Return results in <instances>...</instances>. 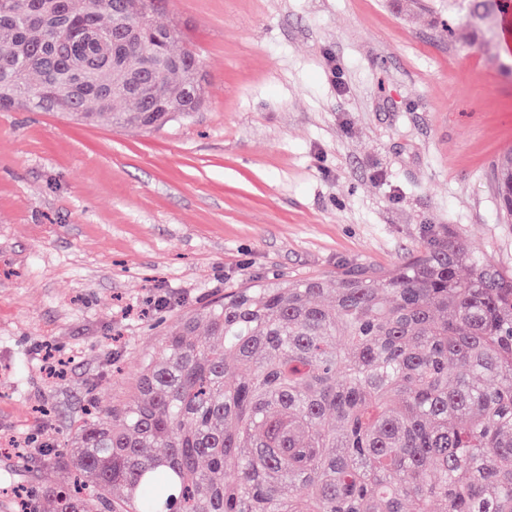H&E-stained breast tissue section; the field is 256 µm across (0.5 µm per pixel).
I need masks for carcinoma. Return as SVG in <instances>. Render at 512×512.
I'll return each mask as SVG.
<instances>
[{
    "mask_svg": "<svg viewBox=\"0 0 512 512\" xmlns=\"http://www.w3.org/2000/svg\"><path fill=\"white\" fill-rule=\"evenodd\" d=\"M157 10L145 0L130 54L180 61ZM36 19L93 67L84 32L122 17L115 0H0V84L71 117ZM181 93L173 73L155 100ZM134 108L119 89L77 119L147 128ZM490 178L509 222L511 151ZM43 452L74 471L41 492L50 512H512V273L440 228L393 269L230 288L142 361L133 398Z\"/></svg>",
    "mask_w": 512,
    "mask_h": 512,
    "instance_id": "obj_1",
    "label": "carcinoma"
}]
</instances>
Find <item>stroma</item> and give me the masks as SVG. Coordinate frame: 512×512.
<instances>
[{
	"mask_svg": "<svg viewBox=\"0 0 512 512\" xmlns=\"http://www.w3.org/2000/svg\"><path fill=\"white\" fill-rule=\"evenodd\" d=\"M206 101L146 130L0 109V512H43L88 404L228 288L403 264L445 225L512 271V0H164ZM339 76H332V69ZM490 178L497 193L500 211L507 223L512 220V152H507L492 164Z\"/></svg>",
	"mask_w": 512,
	"mask_h": 512,
	"instance_id": "35a3bbf8",
	"label": "stroma"
}]
</instances>
